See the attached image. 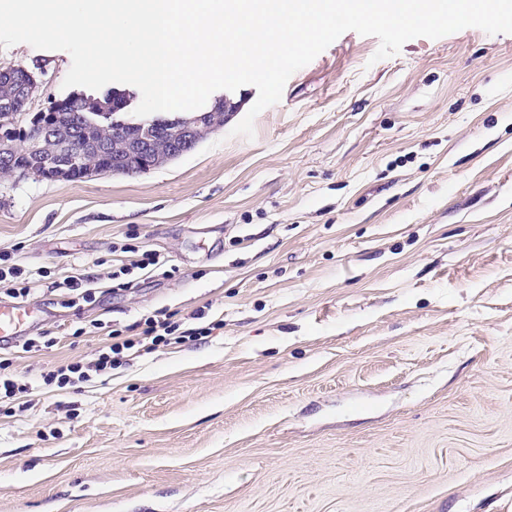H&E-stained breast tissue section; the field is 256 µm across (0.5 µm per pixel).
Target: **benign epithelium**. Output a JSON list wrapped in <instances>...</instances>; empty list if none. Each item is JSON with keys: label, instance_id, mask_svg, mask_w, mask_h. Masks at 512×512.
Segmentation results:
<instances>
[{"label": "benign epithelium", "instance_id": "obj_1", "mask_svg": "<svg viewBox=\"0 0 512 512\" xmlns=\"http://www.w3.org/2000/svg\"><path fill=\"white\" fill-rule=\"evenodd\" d=\"M129 101H124L112 106L110 112H95L86 118L89 126H109L112 134L121 133L130 122L115 118L117 112L127 107ZM168 124L181 126L183 133L189 135L192 144H197L209 133L224 127L223 116L214 111L197 112L195 115L184 118L175 117L165 119ZM158 127V121L147 123L143 128L141 140L147 142L143 146H125L126 165L124 172L127 174L143 173L158 167L161 158L154 153V145L150 144L152 129ZM91 151L86 146H78L71 139L58 141L55 138L34 134L21 141L0 140V159L7 160L18 154L26 155L28 167L24 170L11 168L8 173L13 176L36 175L43 180L68 181L73 175L82 179L92 176L115 172L104 163H97L91 159Z\"/></svg>", "mask_w": 512, "mask_h": 512}]
</instances>
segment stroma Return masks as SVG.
I'll return each instance as SVG.
<instances>
[{"label": "stroma", "instance_id": "35a3bbf8", "mask_svg": "<svg viewBox=\"0 0 512 512\" xmlns=\"http://www.w3.org/2000/svg\"><path fill=\"white\" fill-rule=\"evenodd\" d=\"M343 33L255 119L245 85L222 129L146 173L0 179V250L27 271L48 351L15 355L32 393L0 412V512H512V34L417 37L373 61ZM64 51L0 48L70 95ZM177 274L107 272L127 246ZM88 276L94 301L54 292ZM203 341L67 389L158 310ZM83 335H76V328Z\"/></svg>", "mask_w": 512, "mask_h": 512}]
</instances>
